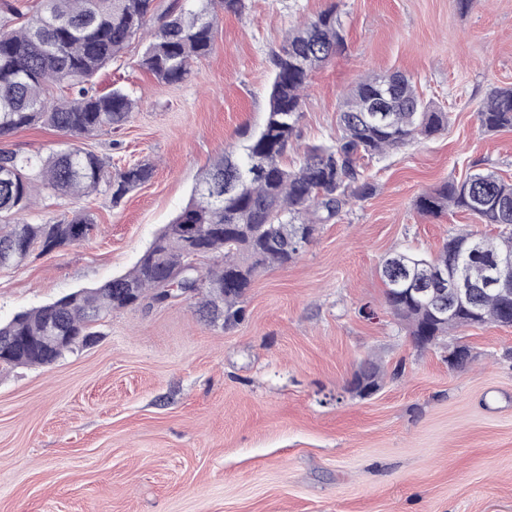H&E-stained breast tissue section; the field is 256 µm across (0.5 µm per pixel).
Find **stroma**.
<instances>
[{"instance_id": "1", "label": "stroma", "mask_w": 512, "mask_h": 512, "mask_svg": "<svg viewBox=\"0 0 512 512\" xmlns=\"http://www.w3.org/2000/svg\"><path fill=\"white\" fill-rule=\"evenodd\" d=\"M331 2L219 12L211 53L178 84L136 66L140 40L103 70L100 89H125L136 109L81 145L116 167L153 162L154 175L117 207L38 196L29 223L84 212L94 224L0 269V322L129 271L200 172L261 123L289 26ZM339 2L347 46L313 74L290 160L336 136L343 94L371 73L409 76L447 129L369 161L375 193L258 276L240 324L203 321L190 300L143 304L106 315L93 344L53 365L0 369V512H512V328L466 330L472 362L451 368L444 347H415L379 274L390 252L496 233L462 212L423 217L416 201L473 166L512 181V129L477 120L491 89L512 87V0L466 13L455 0ZM68 141L38 125L0 151L46 156ZM371 355L385 377L363 399L348 383Z\"/></svg>"}]
</instances>
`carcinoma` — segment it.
Listing matches in <instances>:
<instances>
[{"instance_id": "cac0c4a2", "label": "carcinoma", "mask_w": 512, "mask_h": 512, "mask_svg": "<svg viewBox=\"0 0 512 512\" xmlns=\"http://www.w3.org/2000/svg\"><path fill=\"white\" fill-rule=\"evenodd\" d=\"M188 2V7L167 13L152 32L148 26L154 0H41L40 8L18 27L11 19L25 15L22 7L4 4L8 17L0 21V136L43 125L80 138L125 126L132 118V99L121 87L99 93L94 78L101 70L123 58L127 47L148 31L150 40L138 66L161 84L181 83L193 74L195 61L213 49L217 8L232 13L245 8V0ZM50 41L60 43L55 56L43 52V44ZM345 44L335 3L290 26L270 57L269 109L260 130L243 131L241 149L225 152L201 173L190 202L127 273L1 324L0 345L19 343L21 349L0 366L54 364L90 343L96 335L94 324L112 311L168 302L172 295L165 290L164 279L172 274L196 300L199 314L212 313L205 320H220L226 327L243 321L244 300L254 279L272 266L293 262L301 253L297 233L311 242L320 225L336 220L352 201L374 193L364 159L429 139L448 124L447 113L425 102L411 78L399 72L377 73L359 81L340 102V135L307 148L298 164L288 166L308 80ZM386 81L393 87L388 111H367ZM478 120L486 132L512 128V88L491 90ZM154 168L150 162H139L111 171L104 159L79 146L48 158L0 154V252H7L9 265L14 266L37 244L64 247L89 234L92 219L87 214L67 223L18 221L17 216L35 205L38 194L48 191L79 199L104 193L117 207L152 178ZM416 206L426 217L457 209L498 228L493 238L460 231L433 257L404 251L382 261L385 303L394 318L411 336L441 341L473 327L469 314L458 311L439 319L431 297L408 298L402 289L487 287L489 263L512 259V183L490 169L476 168L460 181H445L422 194ZM192 246L205 251L212 263L187 273ZM439 273L446 277L438 278ZM475 308L477 324L501 325L500 298L484 293ZM50 325L61 326L73 340L47 347L43 336ZM363 379L380 388L381 367L376 361L361 362L349 391L362 394Z\"/></svg>"}]
</instances>
